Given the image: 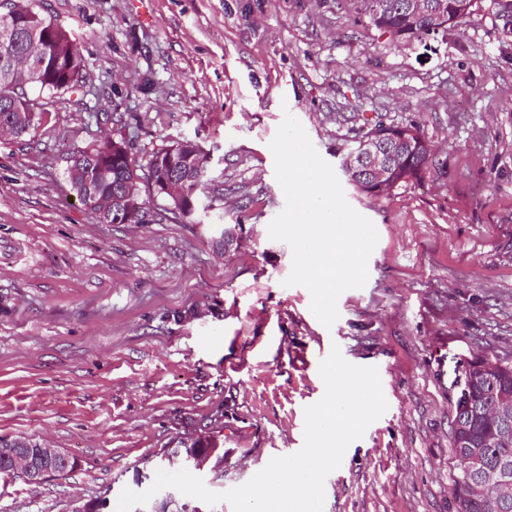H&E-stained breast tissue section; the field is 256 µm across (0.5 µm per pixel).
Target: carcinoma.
<instances>
[{
  "instance_id": "1",
  "label": "carcinoma",
  "mask_w": 512,
  "mask_h": 512,
  "mask_svg": "<svg viewBox=\"0 0 512 512\" xmlns=\"http://www.w3.org/2000/svg\"><path fill=\"white\" fill-rule=\"evenodd\" d=\"M360 11L378 30L389 35L395 44L420 40L428 35H445L472 12L478 0H426L429 14L411 19L401 11L403 0H354ZM54 30V44L33 62L29 83L42 89L78 92L85 84V62L68 32L32 11L26 0H11L7 12L0 13V71L28 58L32 33ZM42 113L34 111L25 86L0 84V124L9 123L13 132L22 136L35 128ZM374 135L391 146L393 176L387 187L393 189L423 176L433 161V149L419 126L376 125L363 136ZM130 141L122 137L74 153L67 169V177L79 201L88 211L92 197L112 199L114 183L135 177L140 180V193L133 201L122 205V212L112 213L114 224H141L151 211L160 221L191 223L199 210V200L204 195L210 178L206 157L193 140L180 139L157 150L146 166L137 167L129 159ZM348 182L369 197L381 196V188L372 183L360 167L342 162ZM172 173L177 178L179 197L160 190L154 181L157 174ZM470 378L471 402L469 415L473 417L470 440L472 452L480 457V465L497 470L512 480V444L496 442L497 430L505 425L512 427V416L504 419L497 413L495 396L512 391V364L499 359L478 358L466 366ZM462 400L455 402L451 421L450 441L455 456L464 449L458 446L461 424ZM15 448H39V443L28 438L0 437V474L18 475L10 459ZM183 451L172 455L195 456L204 461L216 450L209 440L182 443ZM469 475L460 470L452 479V497L456 512H512V498L500 500L491 494L480 505L469 502L465 485ZM160 512H196V506L182 501L181 496L167 492L153 501Z\"/></svg>"
}]
</instances>
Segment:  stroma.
Listing matches in <instances>:
<instances>
[{"instance_id": "35a3bbf8", "label": "stroma", "mask_w": 512, "mask_h": 512, "mask_svg": "<svg viewBox=\"0 0 512 512\" xmlns=\"http://www.w3.org/2000/svg\"><path fill=\"white\" fill-rule=\"evenodd\" d=\"M86 65L84 91L31 88L40 123L0 138V435L76 458L32 485L0 475V512H116L123 489L183 469L179 442L224 450L198 470L240 486L299 451L319 367L339 347L376 367L387 411L325 480L323 512H455L459 373L512 363V43L482 0L447 36L392 47L351 0H29ZM125 113L126 127L112 114ZM332 167L372 126L412 122L423 178L343 190L378 243L325 327L292 250L269 147L285 114ZM125 137L137 165L195 140L219 192L210 225L103 224L66 177L74 152Z\"/></svg>"}]
</instances>
